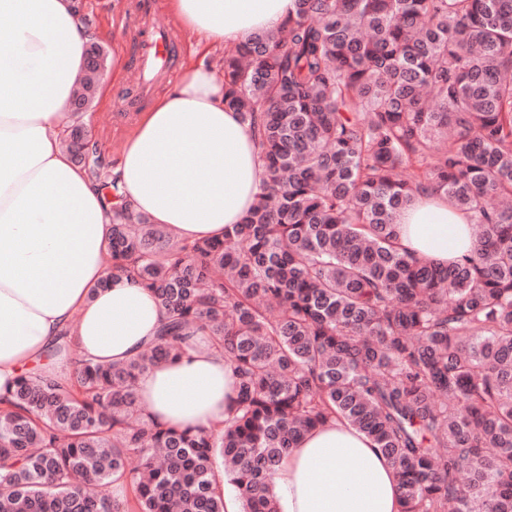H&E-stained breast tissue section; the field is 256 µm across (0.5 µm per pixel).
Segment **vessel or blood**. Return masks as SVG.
Segmentation results:
<instances>
[{"instance_id":"1","label":"vessel or blood","mask_w":512,"mask_h":512,"mask_svg":"<svg viewBox=\"0 0 512 512\" xmlns=\"http://www.w3.org/2000/svg\"><path fill=\"white\" fill-rule=\"evenodd\" d=\"M137 14L141 25L140 39L130 68L138 74L141 88L146 91L156 71L169 74L176 71L179 43L170 27L159 20L151 0H140Z\"/></svg>"}]
</instances>
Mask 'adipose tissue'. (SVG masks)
<instances>
[{
  "label": "adipose tissue",
  "mask_w": 512,
  "mask_h": 512,
  "mask_svg": "<svg viewBox=\"0 0 512 512\" xmlns=\"http://www.w3.org/2000/svg\"><path fill=\"white\" fill-rule=\"evenodd\" d=\"M76 3L0 0V16L11 20L0 28V389L41 357L60 376L78 359L129 360L164 316L150 291L109 280L105 199L62 145L89 42ZM167 7L196 36L203 61L185 63L140 116L114 174L134 211L191 242L239 223L263 178L253 132L225 105L224 79L204 59L281 28L293 0H167ZM398 232L408 254L443 264L473 246L466 214L439 196L401 212ZM235 386L232 366L199 334L178 359L144 373L137 391L154 421L210 430L223 428ZM273 483L281 512L401 510L391 461L341 418L289 449Z\"/></svg>",
  "instance_id": "1"
}]
</instances>
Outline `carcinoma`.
<instances>
[{
    "label": "carcinoma",
    "instance_id": "cac0c4a2",
    "mask_svg": "<svg viewBox=\"0 0 512 512\" xmlns=\"http://www.w3.org/2000/svg\"><path fill=\"white\" fill-rule=\"evenodd\" d=\"M293 4L219 68L265 174L224 238L173 239L122 201L97 143L65 137L109 205L106 282L151 290L165 319L126 362L0 395V512H224L217 455L242 512H280L283 457L333 417L393 463L402 512H512V0ZM99 80L85 67L76 130ZM427 194L471 219L473 251L446 266L397 246ZM199 331L236 373L233 419L144 417L140 376Z\"/></svg>",
    "mask_w": 512,
    "mask_h": 512
}]
</instances>
